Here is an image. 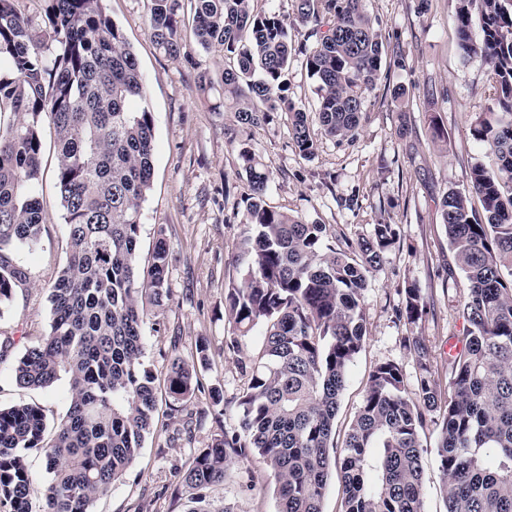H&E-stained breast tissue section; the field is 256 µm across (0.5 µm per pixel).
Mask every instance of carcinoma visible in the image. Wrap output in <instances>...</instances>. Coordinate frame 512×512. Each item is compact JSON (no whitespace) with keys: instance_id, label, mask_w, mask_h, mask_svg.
Returning <instances> with one entry per match:
<instances>
[{"instance_id":"cac0c4a2","label":"carcinoma","mask_w":512,"mask_h":512,"mask_svg":"<svg viewBox=\"0 0 512 512\" xmlns=\"http://www.w3.org/2000/svg\"><path fill=\"white\" fill-rule=\"evenodd\" d=\"M45 2L50 52L13 0H0V115L12 114L7 123L0 119V305L29 282L11 252L41 239L36 184L47 122L55 132L69 255L48 286L50 330L14 363L12 377L20 388L43 389L64 372L70 404L51 433L41 407H0V512H33L32 451L44 455L51 475L39 512H92L94 500L135 465L153 432L159 390L178 402L202 388L198 368L209 364V343L201 338L195 359L174 361L161 383L145 362L144 326L168 297L170 263L162 238L148 267L136 259L154 151L145 82L102 0ZM150 2V36L166 53H179L182 0ZM187 2L199 45L224 52V107L240 126L285 117L296 154L314 155L308 113L288 97V71L301 54L317 83L323 133L357 137L364 95L381 78L385 53L365 0H290V17L258 12L253 0ZM475 17L479 38L472 36ZM297 23L307 28L298 45ZM456 25L462 59L479 57L488 66L494 106L471 133L497 165H473L469 191L452 189L439 204L466 280L468 323L448 359L447 396L414 336L415 388L407 391L396 363L375 366L361 406L336 439L340 396L366 342L368 273L396 243L397 225L377 224L355 243L330 244L326 225L266 204L267 166L242 143L245 272L225 284L224 311L239 335L260 330L262 348L239 398L241 432L192 449L176 471L177 483L195 490L182 512H230L214 508L206 492L230 465L257 456L276 480L277 512H323L333 472L343 486L341 512H424L421 431L438 409L445 512H512V0H458ZM404 293L399 316L412 326L427 304L412 284Z\"/></svg>"}]
</instances>
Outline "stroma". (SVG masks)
I'll return each instance as SVG.
<instances>
[{
    "mask_svg": "<svg viewBox=\"0 0 512 512\" xmlns=\"http://www.w3.org/2000/svg\"><path fill=\"white\" fill-rule=\"evenodd\" d=\"M109 16L121 28L136 55L154 117L155 149L151 187L142 204L137 258L147 266L157 239L171 256L169 297L154 308L144 327L145 360L164 376L174 357L190 359L199 339L210 344L209 364L200 370L203 390L174 403L160 398L157 430L146 437L134 467L111 491L97 499L92 512H170L181 495L175 471L215 434L238 427L237 400L248 383L240 364L261 347L258 335L239 339L238 354L223 350L233 326L224 314V284L235 276L238 242L244 229L240 194L246 176L238 160L239 142H247L270 171L266 202L309 222L327 225L338 239L368 236L376 224L398 225L400 236L368 276L362 307L366 343L350 367L336 419L344 431L359 408L368 377L382 362L399 365L406 388L419 374L411 336L420 337L440 384L448 382V345L466 325L461 311L465 279L455 267L438 204L448 190L467 191L475 163L494 166L495 158L476 142L470 128L490 101L487 67L478 58L463 61L457 48L456 0H366L383 33H398L407 68L384 56L382 76L365 101L368 120L356 140L339 142L311 124L318 149L300 158L291 145L286 120L242 128L225 109L219 86L224 55L201 48L190 27L182 29L180 56L168 55L151 38L149 0H105ZM212 81V90L199 86ZM444 136H433L434 126ZM44 155L38 197L46 221L39 244L14 249L15 262L27 269V288L0 306V338L12 345L0 359V405L36 403L49 426L65 416L70 399L67 377L45 389H21L11 367L25 349L46 335L50 304L46 287L66 262L63 210L55 181L54 130H42ZM415 285L427 303L416 326L398 316L404 289ZM222 387L224 414H209L208 387ZM439 413L421 433L427 476L425 512H443L436 480L434 449ZM275 481L260 460L237 463L223 483L211 490L216 506L232 512H275Z\"/></svg>",
    "mask_w": 512,
    "mask_h": 512,
    "instance_id": "obj_1",
    "label": "stroma"
}]
</instances>
